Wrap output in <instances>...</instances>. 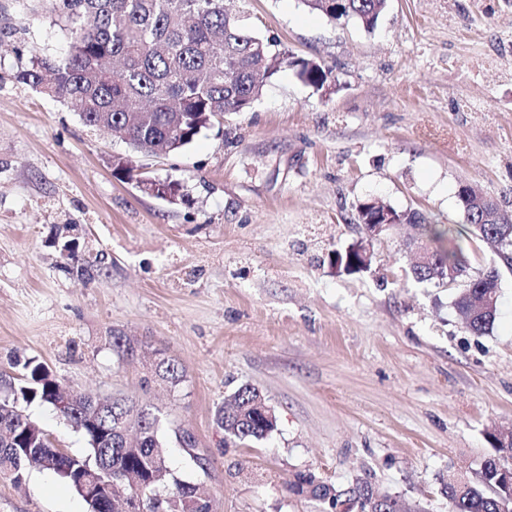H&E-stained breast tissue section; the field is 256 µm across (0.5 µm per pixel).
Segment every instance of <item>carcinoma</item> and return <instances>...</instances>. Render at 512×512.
<instances>
[{
	"instance_id": "obj_1",
	"label": "carcinoma",
	"mask_w": 512,
	"mask_h": 512,
	"mask_svg": "<svg viewBox=\"0 0 512 512\" xmlns=\"http://www.w3.org/2000/svg\"><path fill=\"white\" fill-rule=\"evenodd\" d=\"M51 12L64 21L68 49L61 58L35 57L18 79L50 97L72 105L82 121L119 132L134 149L168 155L191 144L224 116L251 107L265 83L283 69L294 71L316 89L332 81V70L258 35L224 0H50ZM329 21L340 17L372 31L388 0H347L338 16L327 0H299ZM462 224H432L418 210H393L404 224L435 244L437 265L413 264L405 277L419 284L467 271L470 257L484 240L497 234L473 200H460ZM512 272V243L502 245L470 284L459 289L454 307L474 334L495 322L497 305L485 302L484 285ZM151 380L177 385L183 370L156 351ZM17 375H0V478L22 485L28 468L37 466L65 482L87 506V512H111L109 493L132 492L147 512H213V501L200 481L183 479L165 452L159 412L129 398H102L61 382L35 358L16 360ZM262 392L240 388L216 409L214 422L228 438L242 443L266 438L276 424L265 422L255 401ZM38 403L58 413L81 432L87 453L72 455L55 447L49 434L22 405ZM499 456L486 458L463 482L442 478L449 512H506L512 486ZM335 512L346 495L361 512H405L395 497L375 491L366 479L345 490L309 473L289 484Z\"/></svg>"
}]
</instances>
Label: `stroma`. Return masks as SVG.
<instances>
[{"instance_id":"stroma-1","label":"stroma","mask_w":512,"mask_h":512,"mask_svg":"<svg viewBox=\"0 0 512 512\" xmlns=\"http://www.w3.org/2000/svg\"><path fill=\"white\" fill-rule=\"evenodd\" d=\"M232 6L334 83L281 71L249 109L156 157L18 80L32 57L63 53L67 32L27 0H0V373L35 357L74 388L160 409L173 469L203 480L215 512H322L288 488L308 473L448 512L441 476L479 469L491 433L512 430V273L478 335L454 289L404 280L414 228L376 242L363 272L334 254L360 239L350 217L367 198L460 224L468 184L512 213V0H389L370 33L298 0ZM116 156L181 182L185 203L118 177ZM117 336L134 356L119 357ZM161 347L184 378L142 388ZM246 385L277 425L243 445L214 414ZM27 411L84 453L52 410ZM86 510L53 473L0 479V512Z\"/></svg>"}]
</instances>
